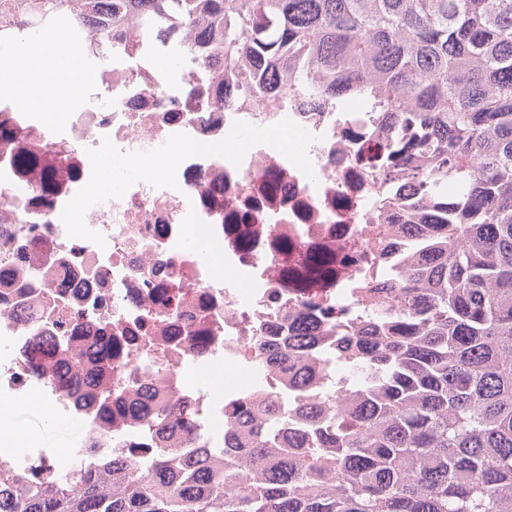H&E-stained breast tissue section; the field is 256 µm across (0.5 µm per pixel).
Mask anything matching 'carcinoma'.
Wrapping results in <instances>:
<instances>
[{"instance_id":"cac0c4a2","label":"carcinoma","mask_w":512,"mask_h":512,"mask_svg":"<svg viewBox=\"0 0 512 512\" xmlns=\"http://www.w3.org/2000/svg\"><path fill=\"white\" fill-rule=\"evenodd\" d=\"M94 0H29L50 19ZM140 31L193 35L251 96L296 86L367 99L385 165L411 176L428 255L398 272L342 363L351 393L298 432L280 413L221 448H157L30 481L0 471V512H512V0H112ZM324 250L303 269L330 276ZM315 336L273 343L286 362ZM258 481L234 488L243 468Z\"/></svg>"}]
</instances>
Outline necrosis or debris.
<instances>
[{
    "instance_id": "1",
    "label": "necrosis or debris",
    "mask_w": 512,
    "mask_h": 512,
    "mask_svg": "<svg viewBox=\"0 0 512 512\" xmlns=\"http://www.w3.org/2000/svg\"><path fill=\"white\" fill-rule=\"evenodd\" d=\"M40 27L63 35L88 78L55 110L0 97V394L39 388L86 421L87 439L78 454H26V472L115 454L149 471L163 442L137 410L146 386L211 448L234 423L252 427L246 404L323 402L344 346L428 239L412 179L382 164L387 134L369 127L365 101L338 107L292 86L252 98L223 56L184 36L177 68L162 70L175 39L110 27L103 7ZM23 150L49 159L50 175L21 169ZM283 241L289 254L273 248ZM324 244L341 262L336 280L287 286L291 265ZM301 324L318 338L303 389L300 365L263 353ZM101 359L111 371L84 388ZM218 366L229 381L212 399L193 378Z\"/></svg>"
}]
</instances>
